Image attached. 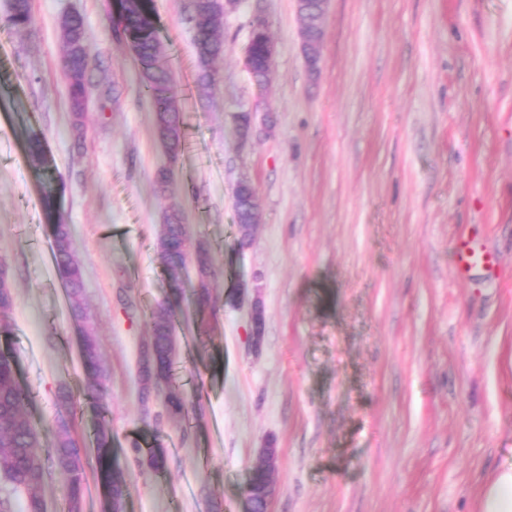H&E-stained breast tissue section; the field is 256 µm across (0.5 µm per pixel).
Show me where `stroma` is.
<instances>
[{"instance_id":"obj_1","label":"stroma","mask_w":512,"mask_h":512,"mask_svg":"<svg viewBox=\"0 0 512 512\" xmlns=\"http://www.w3.org/2000/svg\"><path fill=\"white\" fill-rule=\"evenodd\" d=\"M187 3L151 0L185 121L169 196L153 187L167 158L138 61L112 35L116 0H32L22 31L0 0V262L15 296L0 351L18 364L27 418L49 434L62 387L78 439L106 418L131 474L124 512H245L265 448L278 454L269 512H476L483 484L512 465V0H329L315 74L296 0H240L205 96ZM68 13L92 52L79 117L62 70ZM257 15L276 45L262 87L244 65ZM242 110L258 126L244 147ZM33 131L48 166L27 154ZM243 177L260 220L241 250ZM48 191L74 227L106 375L99 403L55 272ZM175 204L215 272L210 307L176 318L181 424L139 381L166 291L157 238ZM462 234L497 255L501 275L456 276ZM136 444L164 448L167 472L135 462Z\"/></svg>"}]
</instances>
